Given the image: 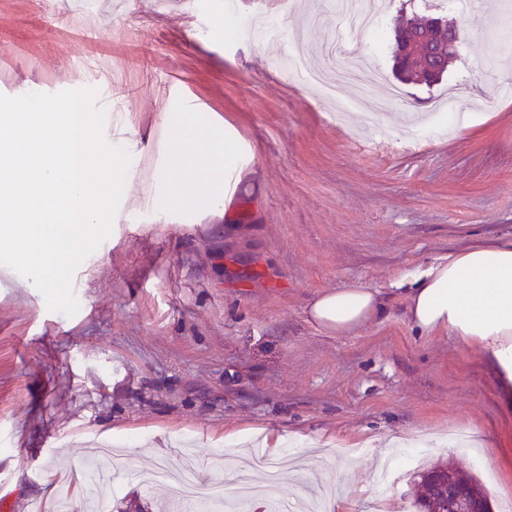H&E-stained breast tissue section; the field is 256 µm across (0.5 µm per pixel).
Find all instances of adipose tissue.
Listing matches in <instances>:
<instances>
[{"label": "adipose tissue", "mask_w": 512, "mask_h": 512, "mask_svg": "<svg viewBox=\"0 0 512 512\" xmlns=\"http://www.w3.org/2000/svg\"><path fill=\"white\" fill-rule=\"evenodd\" d=\"M166 147L169 185L164 205L196 209L226 196L225 174L237 153L229 139L196 113L171 118ZM309 320L330 335H351L390 314L387 296L367 287L317 293ZM404 316L418 335L448 331L477 346L512 381V238L476 242L449 251L416 274Z\"/></svg>", "instance_id": "adipose-tissue-1"}]
</instances>
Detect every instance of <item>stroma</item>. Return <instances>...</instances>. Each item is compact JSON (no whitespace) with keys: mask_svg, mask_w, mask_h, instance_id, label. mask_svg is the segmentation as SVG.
<instances>
[{"mask_svg":"<svg viewBox=\"0 0 512 512\" xmlns=\"http://www.w3.org/2000/svg\"><path fill=\"white\" fill-rule=\"evenodd\" d=\"M378 30L349 31L336 0H227L207 24L158 13L154 0H0V94L94 88L112 143L131 156L128 196L110 236L76 269V314L49 310L19 274L0 276V512H31L69 489L86 512L90 444L130 447L107 484L112 512H158L147 464L193 465L199 483L228 480L255 433L280 438L278 462L306 459L274 494L300 505L342 484L350 512H373L375 475L393 438L432 442L423 467L452 461L512 507L501 451L464 452L466 427L512 440L504 388L486 356L447 331L416 334L403 290L449 249L512 234V0H388ZM455 17L457 57L441 84L397 85L399 15ZM288 19L282 44L277 22ZM336 44L364 55L380 83L337 119L287 56ZM238 148L230 202L161 210L167 190L168 83ZM465 83L471 119L432 113ZM368 286L388 319L329 336L306 315L325 289Z\"/></svg>","mask_w":512,"mask_h":512,"instance_id":"obj_1","label":"stroma"}]
</instances>
